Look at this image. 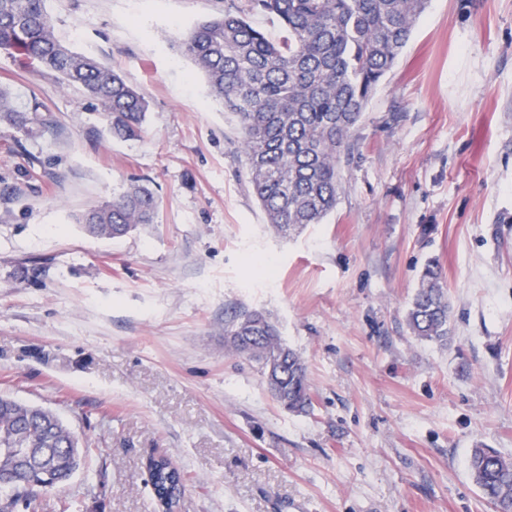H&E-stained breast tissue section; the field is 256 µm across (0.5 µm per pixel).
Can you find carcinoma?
<instances>
[{
	"label": "carcinoma",
	"instance_id": "1",
	"mask_svg": "<svg viewBox=\"0 0 512 512\" xmlns=\"http://www.w3.org/2000/svg\"><path fill=\"white\" fill-rule=\"evenodd\" d=\"M46 0H0V54L22 68L80 86L97 101L118 139L140 137L148 110L141 90L93 56L77 53L55 36ZM427 0H224V12L196 25L180 43L208 83L212 95L239 119L240 149L252 195L273 230L287 237L308 224H323L338 203L342 159L350 137L380 81L411 39ZM272 18L275 40L254 26L248 13ZM45 111L36 102L15 109L0 88V121L20 130ZM150 187L130 182L112 200L78 217L94 236L120 238L139 224H152L159 209ZM406 322L417 338L446 344L452 338L448 294L439 263L430 260L420 276ZM265 336L262 373L284 356L282 374L265 377L283 409L308 413L311 398L301 357L283 341L278 327L260 311H244L224 327V337ZM74 433L44 407L33 408L0 395V471L12 460L3 453L21 443L40 459L16 485L0 486V512H42L44 491L65 483L80 457ZM475 485L497 512H512V458L494 448L471 449ZM155 506L174 508L187 474L161 458L149 476Z\"/></svg>",
	"mask_w": 512,
	"mask_h": 512
}]
</instances>
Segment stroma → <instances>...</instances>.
Segmentation results:
<instances>
[{
    "label": "stroma",
    "mask_w": 512,
    "mask_h": 512,
    "mask_svg": "<svg viewBox=\"0 0 512 512\" xmlns=\"http://www.w3.org/2000/svg\"><path fill=\"white\" fill-rule=\"evenodd\" d=\"M223 8L46 0L59 40L144 93L133 140L0 55L14 104L51 119L0 122V394L56 411L87 450L45 512H155L152 454L189 476L179 512H493L469 455L512 456V0H429L351 136L335 212L287 238L249 190L236 115L179 48ZM133 180L161 199L154 223H77ZM431 258L444 346L406 325ZM244 310L304 361L310 413L227 351Z\"/></svg>",
    "instance_id": "stroma-1"
}]
</instances>
